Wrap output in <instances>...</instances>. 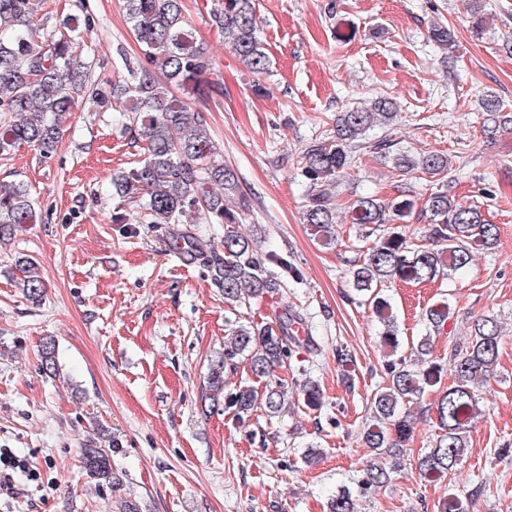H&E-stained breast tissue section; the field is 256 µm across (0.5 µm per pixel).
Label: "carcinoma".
I'll use <instances>...</instances> for the list:
<instances>
[{
  "instance_id": "carcinoma-1",
  "label": "carcinoma",
  "mask_w": 512,
  "mask_h": 512,
  "mask_svg": "<svg viewBox=\"0 0 512 512\" xmlns=\"http://www.w3.org/2000/svg\"><path fill=\"white\" fill-rule=\"evenodd\" d=\"M129 29L140 46L144 61L125 64L126 74L102 89L90 79L86 62L87 45L77 29L59 24L50 29L36 23L32 0H0V153L28 145L47 156L63 134L62 118L86 106L95 112H110L119 105L124 129L146 132L144 158L112 178L117 207L139 209L142 224H195L205 215L213 224L224 225L218 244H203L189 231L177 236L191 260H200L213 283L224 294V303L245 305L252 299L279 294L278 274L292 271L288 259L276 254L258 255L251 240L237 230V210L246 207L238 176L224 164V157L211 137L203 112L192 108L173 91L178 86L188 93L211 97L221 95L223 85L206 78L210 58L197 44L184 15L183 0H122ZM211 20L224 33L229 49L253 73L269 69L270 59L257 29L254 0H216ZM432 40L450 52L454 39L442 26L431 29ZM483 132L492 134L512 124V114L494 95L486 92L481 102ZM396 103L378 98L367 107L350 108L336 116L335 134L315 140L300 161L306 183L304 222L324 245L336 241V199L327 189L351 166L356 148L376 125H387L396 116ZM377 153L393 155V169H419L436 179L440 188L430 192L424 206L429 226L428 244H416L403 235L383 233L365 261L351 272L355 294L368 304L381 326L383 342L396 350L400 339L391 303L382 295L385 282L398 278L424 283L461 271L472 261L474 250H489L497 243V226L488 222L480 206L460 202L450 194L452 164L440 152L415 157L393 152L395 143L383 137L372 139ZM414 201L402 193L392 199L360 196L349 206L350 223L377 232L409 216ZM34 203L21 182L0 184V242L12 238L24 224L36 223ZM16 278L23 296L42 300L45 287L33 262L21 261ZM448 302L429 306L426 323L438 329L448 321ZM305 331L297 334L296 328ZM501 331L488 319L471 325L467 344L450 353L454 381L435 404L441 435L434 448L417 458L416 468L427 482L446 479L455 472L467 448V432L479 414L480 387L494 376L498 364ZM309 326L297 315L283 312L260 325L230 329L224 340V355L209 368L205 399L233 413L244 422L255 405L249 386L231 388L227 371L238 360L249 361L253 375L264 380V404L271 414L288 405V385L274 372L302 346H310ZM41 367L58 371L55 340L41 344ZM430 337L412 344L410 357L385 362L386 379L370 396L371 419L362 438L373 449L359 489L382 488L400 467L404 443L411 427L403 407L419 399L426 387L441 381L442 367L430 360ZM83 469L101 485L112 486L111 454L104 448H85ZM327 512H354L349 491H340L326 502Z\"/></svg>"
}]
</instances>
